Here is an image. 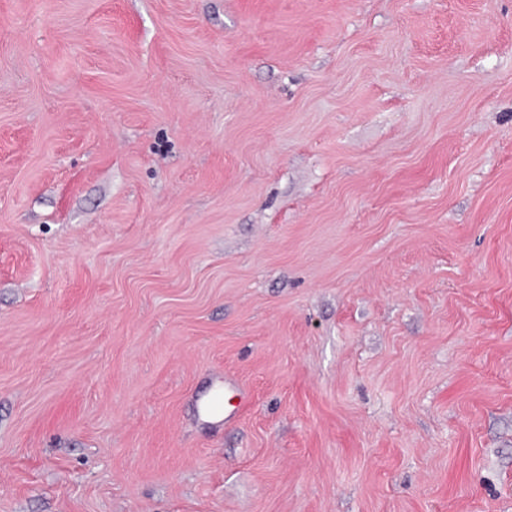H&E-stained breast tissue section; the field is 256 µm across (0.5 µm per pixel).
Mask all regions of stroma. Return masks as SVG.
I'll use <instances>...</instances> for the list:
<instances>
[{
  "instance_id": "stroma-1",
  "label": "stroma",
  "mask_w": 512,
  "mask_h": 512,
  "mask_svg": "<svg viewBox=\"0 0 512 512\" xmlns=\"http://www.w3.org/2000/svg\"><path fill=\"white\" fill-rule=\"evenodd\" d=\"M0 512H512V0H0Z\"/></svg>"
}]
</instances>
